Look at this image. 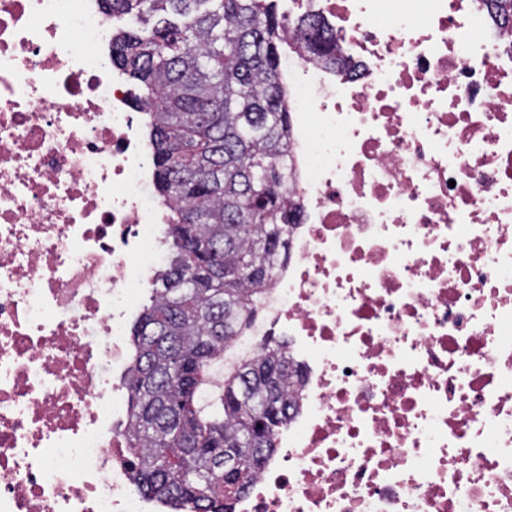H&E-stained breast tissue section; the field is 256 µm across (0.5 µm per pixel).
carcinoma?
<instances>
[{
  "label": "carcinoma",
  "mask_w": 512,
  "mask_h": 512,
  "mask_svg": "<svg viewBox=\"0 0 512 512\" xmlns=\"http://www.w3.org/2000/svg\"><path fill=\"white\" fill-rule=\"evenodd\" d=\"M119 28L112 62L149 112L156 188L172 203L168 261L132 329L127 439L141 491L189 512H233L288 421L278 341L224 368V348L271 280L296 211L284 189L286 18L273 0H101ZM512 33V0H490ZM292 49L336 65L340 48L302 18ZM241 466L224 469V449Z\"/></svg>",
  "instance_id": "obj_1"
}]
</instances>
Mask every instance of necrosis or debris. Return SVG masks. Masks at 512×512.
<instances>
[{
    "label": "necrosis or debris",
    "mask_w": 512,
    "mask_h": 512,
    "mask_svg": "<svg viewBox=\"0 0 512 512\" xmlns=\"http://www.w3.org/2000/svg\"><path fill=\"white\" fill-rule=\"evenodd\" d=\"M298 222L231 359L299 401L234 512H512V49L486 0H288ZM99 0H0V512H173L137 490L128 322L168 203ZM299 36L291 43L295 54L300 57L314 56L325 65L336 67L340 48L336 39L328 36L320 22L314 18H302L298 22Z\"/></svg>",
    "instance_id": "1"
}]
</instances>
